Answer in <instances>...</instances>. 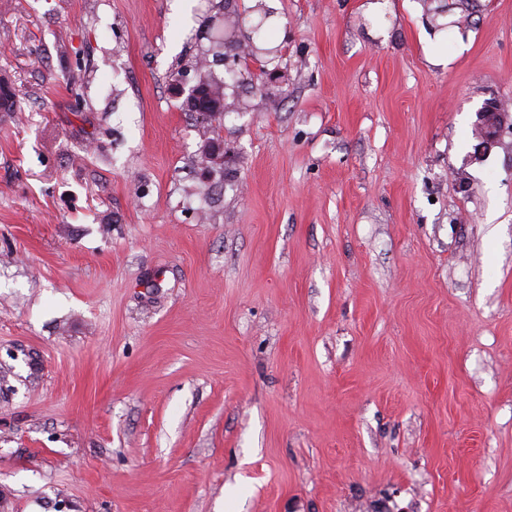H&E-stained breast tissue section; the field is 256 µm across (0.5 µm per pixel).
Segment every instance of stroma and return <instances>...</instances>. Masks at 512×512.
Here are the masks:
<instances>
[{"label":"stroma","instance_id":"35a3bbf8","mask_svg":"<svg viewBox=\"0 0 512 512\" xmlns=\"http://www.w3.org/2000/svg\"><path fill=\"white\" fill-rule=\"evenodd\" d=\"M234 5L0 0V512H512V0ZM497 107H500V103L497 100H491L487 103L486 108L493 112H482L481 110H478V113L480 114L481 118L484 121L492 123L494 125V133L490 135L486 134L478 138V143L475 145L474 148L475 157H480L484 155L495 144H497L499 136L508 121H510V125L512 126L511 117L509 116V113L497 112Z\"/></svg>","mask_w":512,"mask_h":512}]
</instances>
